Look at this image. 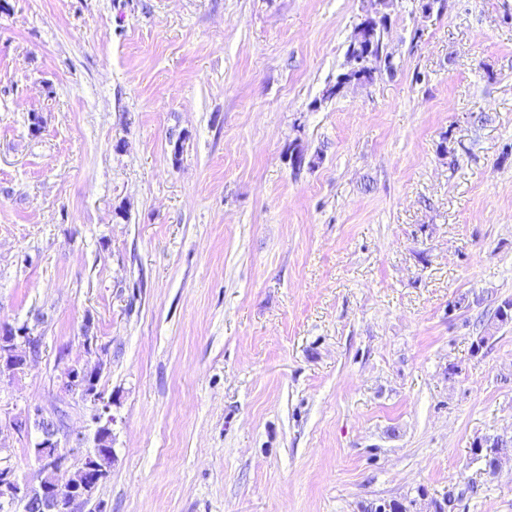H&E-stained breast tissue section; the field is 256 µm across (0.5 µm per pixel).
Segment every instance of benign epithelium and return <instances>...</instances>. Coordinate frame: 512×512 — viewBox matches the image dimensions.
<instances>
[{
    "label": "benign epithelium",
    "mask_w": 512,
    "mask_h": 512,
    "mask_svg": "<svg viewBox=\"0 0 512 512\" xmlns=\"http://www.w3.org/2000/svg\"><path fill=\"white\" fill-rule=\"evenodd\" d=\"M40 338L31 330H13L12 335L0 338V345L4 347L5 354L16 361L19 370H24L39 353ZM84 347L86 354L96 358V362L89 361L74 368L71 365L64 367L62 385L69 391L74 387L84 388L82 378L86 375H99L102 370V361L96 345V338L91 336L89 330H84ZM11 426L18 432H26L32 428L40 432L41 446L44 449L41 455L43 473L46 480L41 482L36 494L35 507L38 512H58V493L56 479L63 477L72 482L79 475L82 481L72 489L73 498L71 506L81 505L89 500L96 489L109 476L108 466L101 460V454L96 446L83 447V437L65 436L64 439L78 444L76 448L62 446L60 435L63 426L60 425V414L49 412L35 405L29 408L23 418V425L11 421ZM28 486L20 482L15 470L7 460L0 458V502L10 505L18 504L27 499Z\"/></svg>",
    "instance_id": "7a95c632"
}]
</instances>
